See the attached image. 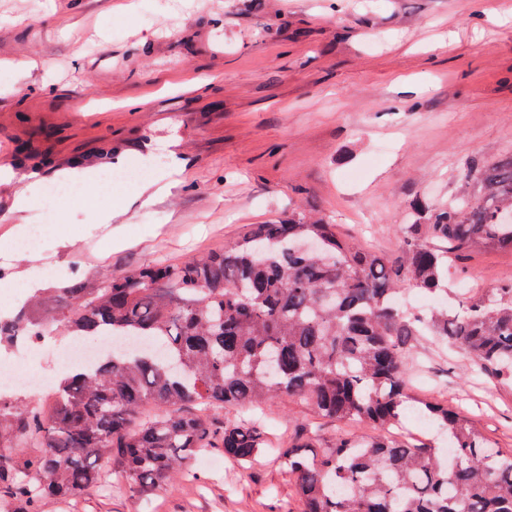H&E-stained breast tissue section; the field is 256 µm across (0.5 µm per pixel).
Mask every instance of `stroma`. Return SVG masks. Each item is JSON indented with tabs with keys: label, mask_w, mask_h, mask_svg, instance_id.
Returning a JSON list of instances; mask_svg holds the SVG:
<instances>
[{
	"label": "stroma",
	"mask_w": 512,
	"mask_h": 512,
	"mask_svg": "<svg viewBox=\"0 0 512 512\" xmlns=\"http://www.w3.org/2000/svg\"><path fill=\"white\" fill-rule=\"evenodd\" d=\"M510 156L512 0H0V171L12 175L0 180V237L19 224L37 234L33 261L0 275V316L32 289L97 288L291 211L316 210L395 255L408 203H447L471 163ZM116 158L148 178L102 185L92 206L44 198L18 210L26 185L97 180ZM511 277V252L474 251L451 269L444 305ZM67 315L36 356L52 381L70 370ZM409 368L414 395L459 407L512 448V388L428 340ZM257 414L291 441L342 429L288 400ZM298 510L276 458L241 470L212 448L163 496L106 484L71 512Z\"/></svg>",
	"instance_id": "1"
}]
</instances>
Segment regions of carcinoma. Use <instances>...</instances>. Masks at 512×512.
Instances as JSON below:
<instances>
[{
  "label": "carcinoma",
  "mask_w": 512,
  "mask_h": 512,
  "mask_svg": "<svg viewBox=\"0 0 512 512\" xmlns=\"http://www.w3.org/2000/svg\"><path fill=\"white\" fill-rule=\"evenodd\" d=\"M470 177L475 192L446 207L410 204L395 258L298 212L250 225L220 252L159 261L100 288L57 289L70 335L145 347L62 375L46 410L36 397L0 396V512L86 497L109 467L134 495L156 496L209 448L239 464L276 453L300 512H512V448L407 390L408 352L423 337L464 350L473 371L512 387L511 280L462 300L455 314L398 302L405 286L444 289L452 264L478 248L512 252V156L475 165ZM44 323L32 301L0 321V342ZM278 399L377 434L285 448L263 423L213 416ZM410 409L448 438L451 456L390 437Z\"/></svg>",
  "instance_id": "1"
}]
</instances>
